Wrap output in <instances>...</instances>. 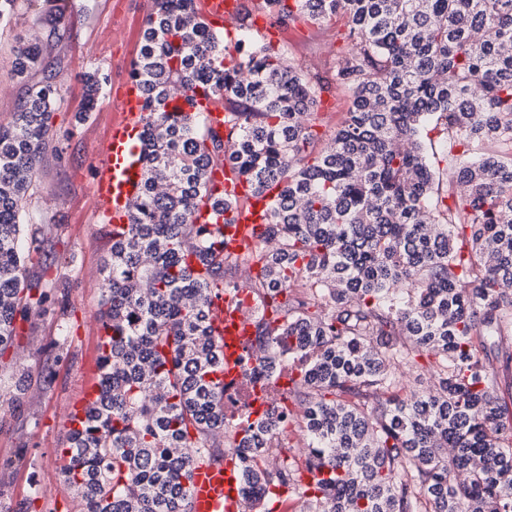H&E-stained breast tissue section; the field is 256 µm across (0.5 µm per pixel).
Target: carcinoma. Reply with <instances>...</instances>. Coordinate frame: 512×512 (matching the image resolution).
Listing matches in <instances>:
<instances>
[{
    "label": "carcinoma",
    "instance_id": "obj_1",
    "mask_svg": "<svg viewBox=\"0 0 512 512\" xmlns=\"http://www.w3.org/2000/svg\"><path fill=\"white\" fill-rule=\"evenodd\" d=\"M192 2L155 0L130 73L148 104L144 179L103 261L98 395L62 449L64 482L84 512H187L191 466L231 455L238 512H512V0H258L232 40ZM256 10L344 15L351 47L324 77L259 33ZM47 48L19 39L27 95L0 124L1 368L17 317L49 300L29 276L40 227L22 223L59 99L54 75L34 80ZM331 82L350 100L318 149ZM102 83L84 75L82 111ZM198 87L224 103V136L176 105ZM221 157L253 194L273 191L237 254L191 222L205 200L237 204L211 180ZM239 273L260 308L246 352L265 378L288 361L304 448L266 447L272 412L241 438L229 425L209 313ZM422 359L425 389L408 378Z\"/></svg>",
    "mask_w": 512,
    "mask_h": 512
}]
</instances>
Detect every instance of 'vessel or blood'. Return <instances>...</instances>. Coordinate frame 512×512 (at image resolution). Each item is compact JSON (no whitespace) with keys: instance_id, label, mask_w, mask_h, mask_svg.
<instances>
[{"instance_id":"obj_1","label":"vessel or blood","mask_w":512,"mask_h":512,"mask_svg":"<svg viewBox=\"0 0 512 512\" xmlns=\"http://www.w3.org/2000/svg\"><path fill=\"white\" fill-rule=\"evenodd\" d=\"M197 15L209 27L217 29L233 21L240 9L241 0H193ZM119 114L112 124L104 153L95 167L93 188L100 204L99 216L107 224H124L128 221L129 203L137 194L142 182L140 141L145 125V99L140 85L126 80L124 90L117 98ZM186 112H200L206 125L215 132L224 130V108L211 96L194 95L191 102L182 103ZM197 224L223 226L225 236L239 239L246 233L260 228L259 213L241 208L222 211L213 205L201 204L193 216ZM231 296L214 300L211 307V326L215 335L224 341V381H232L238 374L239 361L249 342L242 336L244 320L231 313ZM238 477L234 465L223 467L207 463L195 464L187 481L190 512H225L227 504L237 497Z\"/></svg>"}]
</instances>
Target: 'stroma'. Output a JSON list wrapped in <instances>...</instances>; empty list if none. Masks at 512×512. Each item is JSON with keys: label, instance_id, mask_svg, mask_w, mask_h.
<instances>
[{"label": "stroma", "instance_id": "stroma-1", "mask_svg": "<svg viewBox=\"0 0 512 512\" xmlns=\"http://www.w3.org/2000/svg\"><path fill=\"white\" fill-rule=\"evenodd\" d=\"M154 0H63L56 25L61 41L44 54L56 73L61 101L52 141L44 151L24 219L49 232L42 266L32 267L40 289L49 292L47 311H32L13 366L26 391L0 408V483L9 498L0 512L33 498L31 512H82L80 498L59 472L67 444L64 427L74 404L94 382L98 364L100 269L112 246V227L97 216L92 178L114 114V94L139 53L142 28ZM48 34L41 13L20 0L16 24L0 27V123L11 120L25 95L12 73L18 37L31 29ZM280 41L291 56L325 70L331 56L347 50L349 27L338 17L320 26L279 24ZM99 71L105 83L98 105L79 118L85 73Z\"/></svg>", "mask_w": 512, "mask_h": 512}]
</instances>
